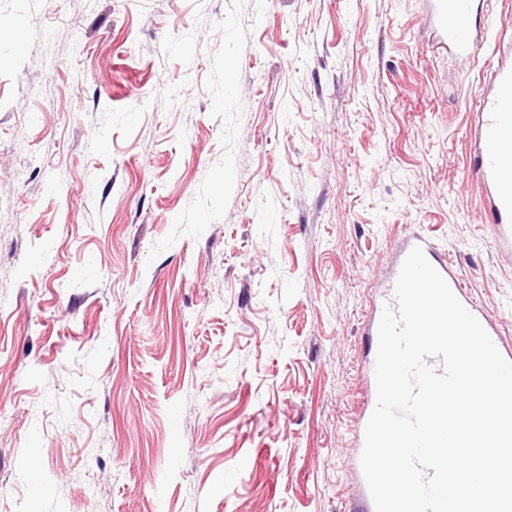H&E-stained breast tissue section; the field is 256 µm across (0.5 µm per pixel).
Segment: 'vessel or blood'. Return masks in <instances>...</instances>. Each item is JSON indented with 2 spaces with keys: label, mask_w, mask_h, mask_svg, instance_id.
<instances>
[{
  "label": "vessel or blood",
  "mask_w": 512,
  "mask_h": 512,
  "mask_svg": "<svg viewBox=\"0 0 512 512\" xmlns=\"http://www.w3.org/2000/svg\"><path fill=\"white\" fill-rule=\"evenodd\" d=\"M438 12L450 52L458 58H471L481 41L474 0H443ZM492 83L493 94L484 100L473 125L478 147L475 171L483 186L497 244L512 250V63H499ZM416 247L423 250L428 261L487 333L497 336L493 317L471 299L453 265L435 244L415 232L407 238L404 248L409 251Z\"/></svg>",
  "instance_id": "obj_1"
}]
</instances>
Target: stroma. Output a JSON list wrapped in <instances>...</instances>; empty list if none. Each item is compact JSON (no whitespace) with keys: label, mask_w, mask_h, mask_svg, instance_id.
<instances>
[{"label":"stroma","mask_w":512,"mask_h":512,"mask_svg":"<svg viewBox=\"0 0 512 512\" xmlns=\"http://www.w3.org/2000/svg\"><path fill=\"white\" fill-rule=\"evenodd\" d=\"M435 0H0V512H374L366 325L424 232L512 347Z\"/></svg>","instance_id":"35a3bbf8"}]
</instances>
